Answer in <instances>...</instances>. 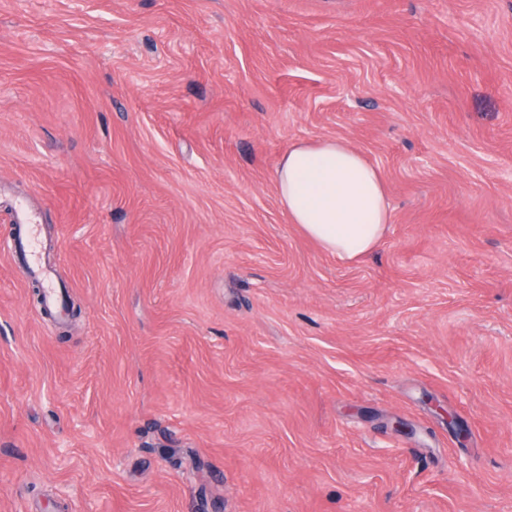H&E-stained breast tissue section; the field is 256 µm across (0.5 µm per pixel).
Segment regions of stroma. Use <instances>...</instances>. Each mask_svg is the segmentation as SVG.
Segmentation results:
<instances>
[{
	"label": "stroma",
	"instance_id": "stroma-1",
	"mask_svg": "<svg viewBox=\"0 0 512 512\" xmlns=\"http://www.w3.org/2000/svg\"><path fill=\"white\" fill-rule=\"evenodd\" d=\"M325 137L351 265L277 199ZM0 512H512V0H0ZM274 182L289 224L340 262L373 252L391 223L382 173L343 138L291 144ZM16 222L18 224H23L26 230L27 235V241L28 246L30 249V253L32 256V267H31V274L34 276H41L43 275L42 270L40 269L38 262H37V254H38V232L37 227L34 224L35 221L32 218L31 214L28 212L25 205L20 204L17 207L16 210Z\"/></svg>",
	"mask_w": 512,
	"mask_h": 512
}]
</instances>
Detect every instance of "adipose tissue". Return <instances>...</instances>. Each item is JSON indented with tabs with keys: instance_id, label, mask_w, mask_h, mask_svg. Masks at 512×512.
Segmentation results:
<instances>
[{
	"instance_id": "adipose-tissue-1",
	"label": "adipose tissue",
	"mask_w": 512,
	"mask_h": 512,
	"mask_svg": "<svg viewBox=\"0 0 512 512\" xmlns=\"http://www.w3.org/2000/svg\"><path fill=\"white\" fill-rule=\"evenodd\" d=\"M274 182L289 223L338 261L369 255L391 222L382 173L345 139L291 144Z\"/></svg>"
}]
</instances>
